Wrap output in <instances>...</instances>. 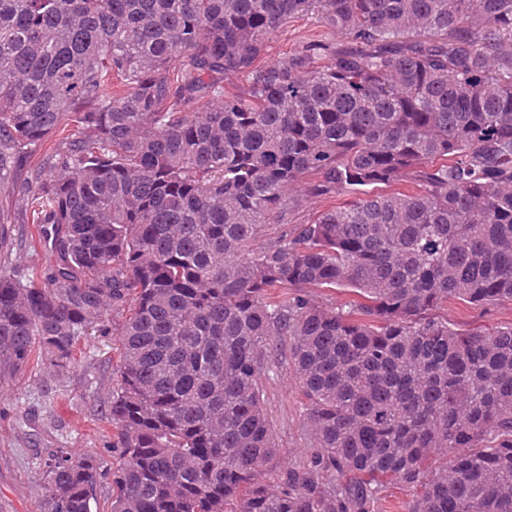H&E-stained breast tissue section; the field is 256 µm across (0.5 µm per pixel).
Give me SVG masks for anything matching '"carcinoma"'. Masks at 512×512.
I'll return each mask as SVG.
<instances>
[{
    "label": "carcinoma",
    "mask_w": 512,
    "mask_h": 512,
    "mask_svg": "<svg viewBox=\"0 0 512 512\" xmlns=\"http://www.w3.org/2000/svg\"><path fill=\"white\" fill-rule=\"evenodd\" d=\"M312 7L351 44L261 63ZM52 136L0 376L112 329L110 512H373L385 479L408 512H512V324L442 315L512 302V0H0V173ZM285 346L303 465L265 410ZM43 469L44 512H95L92 456ZM352 199L348 192H340L333 196L311 197L303 199L298 205L288 208V212L281 217L279 224L269 227L268 235L264 240H272L288 230V235L298 224H307L316 215L332 205H340ZM448 323L460 331L488 330L512 322V303L475 305L453 299L448 301Z\"/></svg>",
    "instance_id": "carcinoma-1"
}]
</instances>
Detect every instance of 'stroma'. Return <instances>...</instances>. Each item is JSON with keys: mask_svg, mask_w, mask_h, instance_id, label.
Returning <instances> with one entry per match:
<instances>
[{"mask_svg": "<svg viewBox=\"0 0 512 512\" xmlns=\"http://www.w3.org/2000/svg\"><path fill=\"white\" fill-rule=\"evenodd\" d=\"M325 33L317 11L300 14L269 37L263 60H279ZM44 151L34 152L0 177V214L10 222L12 239L9 248L0 250V259L15 266L38 261L26 247L32 227L23 223L17 206L19 187L31 178ZM350 198V193L342 192L303 199L289 208L280 223L270 226L268 236L276 238ZM447 315L458 330H488L512 322V303L475 305L453 299ZM80 348L76 361L52 377L53 398L44 397V383L34 373L19 372L0 379V512H42V464L59 450L94 458L102 477L93 495L99 512H110L112 487L107 475L119 451L105 414L116 383L118 357L111 334L104 331L90 332L82 338ZM265 389V408L279 447L292 461L308 462L312 441L305 425L306 400L289 356L281 357L273 375L266 379Z\"/></svg>", "mask_w": 512, "mask_h": 512, "instance_id": "35a3bbf8", "label": "stroma"}]
</instances>
